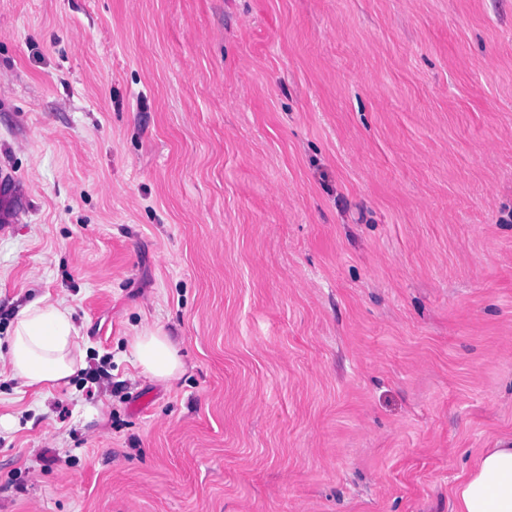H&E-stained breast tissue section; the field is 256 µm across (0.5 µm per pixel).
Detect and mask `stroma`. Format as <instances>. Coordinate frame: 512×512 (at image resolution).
I'll return each instance as SVG.
<instances>
[{"label": "stroma", "mask_w": 512, "mask_h": 512, "mask_svg": "<svg viewBox=\"0 0 512 512\" xmlns=\"http://www.w3.org/2000/svg\"><path fill=\"white\" fill-rule=\"evenodd\" d=\"M0 512H454L512 439V0H0ZM84 42L73 46L70 36ZM162 327L184 369L140 375ZM20 196L24 195L17 178L11 173L2 171L0 176V222L2 224L17 223ZM72 309L62 301H34L17 315L7 362L23 385L41 390L69 379L79 368ZM128 349L135 367L150 379L168 381L182 369L174 341L161 328H145L130 336Z\"/></svg>", "instance_id": "35a3bbf8"}]
</instances>
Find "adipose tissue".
<instances>
[{
  "label": "adipose tissue",
  "instance_id": "ef3b65f1",
  "mask_svg": "<svg viewBox=\"0 0 512 512\" xmlns=\"http://www.w3.org/2000/svg\"><path fill=\"white\" fill-rule=\"evenodd\" d=\"M77 329L64 302H32L17 315L7 362L25 387L40 390L69 379L78 369ZM139 372L155 380L173 379L181 370L178 349L159 328H146L128 339ZM455 512H512V443L485 449L455 486Z\"/></svg>",
  "mask_w": 512,
  "mask_h": 512
}]
</instances>
